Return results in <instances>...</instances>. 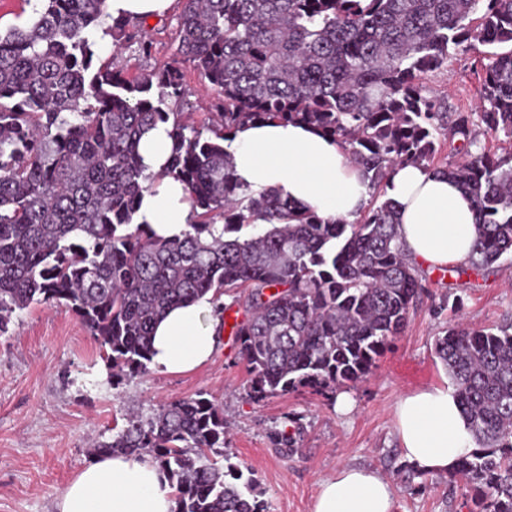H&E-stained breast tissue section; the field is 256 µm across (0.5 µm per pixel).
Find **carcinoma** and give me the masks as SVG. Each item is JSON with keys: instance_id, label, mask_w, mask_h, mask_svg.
Masks as SVG:
<instances>
[{"instance_id": "obj_1", "label": "carcinoma", "mask_w": 512, "mask_h": 512, "mask_svg": "<svg viewBox=\"0 0 512 512\" xmlns=\"http://www.w3.org/2000/svg\"><path fill=\"white\" fill-rule=\"evenodd\" d=\"M177 54L217 93L200 128L170 111L179 66L133 80L97 64L89 39L106 0H42L0 33V335L16 311L70 308L112 375L141 374L154 325L212 294L245 303L233 333L256 402L366 378L404 330L422 284L399 241L384 187L398 166L448 174L473 198L481 231L469 259L512 255V146L474 152L472 113L450 112L422 77L453 52L491 47L479 118L512 139V0H175ZM131 20L118 47L152 42ZM304 122L339 140L369 199L352 223L304 210L234 177L224 141L250 121ZM171 123L167 174L185 184L195 223L160 239L135 223L150 177L142 133ZM460 163L437 167L443 139ZM223 224L216 232V224ZM251 226L255 232L239 236ZM476 444L449 473L477 512H512V316L451 327L436 341ZM224 410L201 395L131 415L99 453H153L177 487V512H267L255 480L224 466Z\"/></svg>"}]
</instances>
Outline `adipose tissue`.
Wrapping results in <instances>:
<instances>
[{
  "label": "adipose tissue",
  "instance_id": "ef3b65f1",
  "mask_svg": "<svg viewBox=\"0 0 512 512\" xmlns=\"http://www.w3.org/2000/svg\"><path fill=\"white\" fill-rule=\"evenodd\" d=\"M174 0H107L108 16L98 26V45L111 42L112 20L145 23L166 16ZM237 180L282 196L321 217L353 222L367 187L349 163L343 145L304 124L256 122L233 131L224 143ZM171 151L165 126L147 130L138 146L140 163L154 182L143 191L136 223L157 237H182L194 219L183 183L165 173ZM386 196L395 206L399 238L406 253L426 268L468 261L478 236L475 206L455 180L416 165L395 170ZM220 320L210 296L170 309L153 333L151 366L182 374L213 355ZM406 461L421 471L445 473L468 454L473 443L451 390L431 387L403 396L395 411ZM57 512H176V489L148 454L97 457L68 483ZM312 512H393L390 483L372 470L343 468L324 479Z\"/></svg>",
  "mask_w": 512,
  "mask_h": 512
}]
</instances>
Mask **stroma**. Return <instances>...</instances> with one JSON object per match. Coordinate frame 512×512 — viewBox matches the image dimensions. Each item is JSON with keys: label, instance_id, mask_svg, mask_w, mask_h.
<instances>
[{"label": "stroma", "instance_id": "1", "mask_svg": "<svg viewBox=\"0 0 512 512\" xmlns=\"http://www.w3.org/2000/svg\"><path fill=\"white\" fill-rule=\"evenodd\" d=\"M151 57L132 48H100L101 62L132 78L177 63L176 20L145 25ZM483 54L452 56L423 83L449 105L477 112L481 105ZM421 300L401 336L368 378L344 391L302 389L257 403L237 357L229 328L200 368L179 375L156 370L116 380L103 351L75 314L61 305H34L16 312L0 336V512H55L70 479L94 458L92 443L111 440L127 414L151 415L171 401L197 395L224 409L225 453L251 471L268 512H311L321 481L347 466L376 470L391 484L393 512H471L466 488L447 474L409 479L396 432L394 410L412 391L447 386L451 380L435 354L448 326L482 328L512 314V257L493 272L468 270L441 277L420 270ZM351 408L340 411L339 395ZM295 435L290 448L276 446L275 431Z\"/></svg>", "mask_w": 512, "mask_h": 512}]
</instances>
